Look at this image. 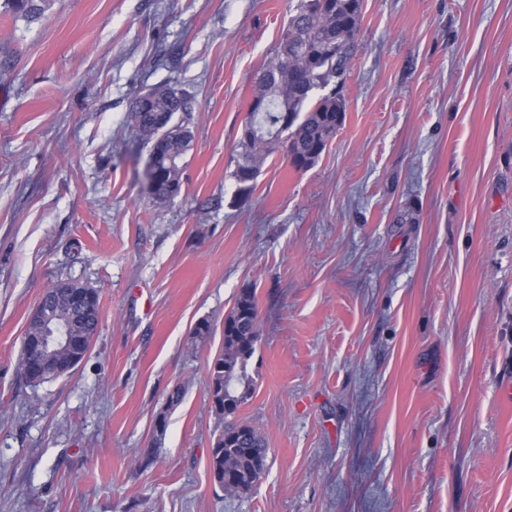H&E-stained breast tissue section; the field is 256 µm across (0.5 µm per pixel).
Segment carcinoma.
<instances>
[{"label":"carcinoma","instance_id":"cac0c4a2","mask_svg":"<svg viewBox=\"0 0 512 512\" xmlns=\"http://www.w3.org/2000/svg\"><path fill=\"white\" fill-rule=\"evenodd\" d=\"M8 2L29 18L42 11L38 0ZM363 8V0H298L274 55L255 77L253 98L264 102V108L249 109L238 143L232 177L242 190L250 189L277 151L295 170L311 168L344 125L347 104L341 89L353 70ZM193 103L188 93L161 85L138 93L132 103L131 127L161 175L152 191L157 200L181 192ZM179 112L182 118L176 123ZM44 302L51 308L50 320L69 324L74 335L89 327L66 289L45 296ZM258 336L255 294L244 288L224 317V346L208 363L206 383L211 408L222 423L210 465L214 482L231 495L244 494L240 487L247 482L256 485L269 451L261 434L237 416L254 391L249 361Z\"/></svg>","mask_w":512,"mask_h":512}]
</instances>
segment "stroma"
Wrapping results in <instances>:
<instances>
[{
    "label": "stroma",
    "mask_w": 512,
    "mask_h": 512,
    "mask_svg": "<svg viewBox=\"0 0 512 512\" xmlns=\"http://www.w3.org/2000/svg\"><path fill=\"white\" fill-rule=\"evenodd\" d=\"M296 2L0 11V512H512V0H364L344 125L246 195L235 147ZM160 84L194 98L165 201L128 120ZM66 280L99 296L90 351L28 383V318ZM245 288L239 417L269 452L230 497L205 380Z\"/></svg>",
    "instance_id": "stroma-1"
}]
</instances>
